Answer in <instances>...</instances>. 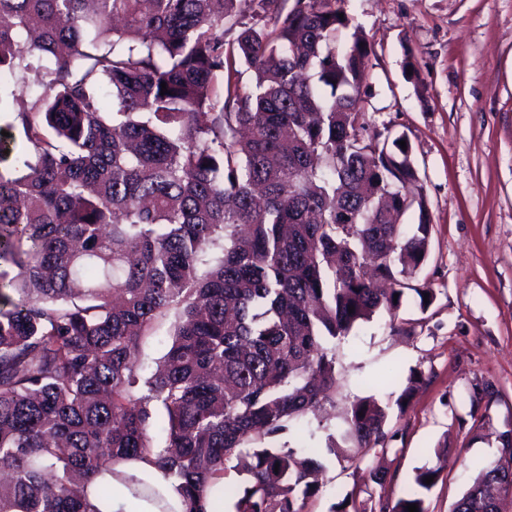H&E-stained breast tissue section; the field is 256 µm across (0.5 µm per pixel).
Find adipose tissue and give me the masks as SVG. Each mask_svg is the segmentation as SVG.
Here are the masks:
<instances>
[{
	"label": "adipose tissue",
	"instance_id": "adipose-tissue-1",
	"mask_svg": "<svg viewBox=\"0 0 512 512\" xmlns=\"http://www.w3.org/2000/svg\"><path fill=\"white\" fill-rule=\"evenodd\" d=\"M122 480H112L108 472H101L92 479L93 485L111 482L112 495L108 498H95L94 503L99 512H160L156 503L149 499H134L132 488L128 486V479L134 478L145 481L161 490L167 497L171 506H178L179 498L173 492L171 482L163 473L143 460L129 461L121 464Z\"/></svg>",
	"mask_w": 512,
	"mask_h": 512
}]
</instances>
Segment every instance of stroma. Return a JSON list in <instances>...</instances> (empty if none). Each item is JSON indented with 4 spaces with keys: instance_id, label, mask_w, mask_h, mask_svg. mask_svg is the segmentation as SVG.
<instances>
[{
    "instance_id": "stroma-1",
    "label": "stroma",
    "mask_w": 512,
    "mask_h": 512,
    "mask_svg": "<svg viewBox=\"0 0 512 512\" xmlns=\"http://www.w3.org/2000/svg\"><path fill=\"white\" fill-rule=\"evenodd\" d=\"M372 52L364 120L405 134L427 201L429 255L395 313L360 324L336 348V400L400 393L386 438L326 464L310 512H330L353 493L358 512L397 500L416 469L435 467L428 512H451L512 429V0H344ZM430 291L420 305L417 289ZM498 393L472 417L469 391ZM381 467L384 484L370 478Z\"/></svg>"
}]
</instances>
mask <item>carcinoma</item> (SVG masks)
<instances>
[{
  "mask_svg": "<svg viewBox=\"0 0 512 512\" xmlns=\"http://www.w3.org/2000/svg\"><path fill=\"white\" fill-rule=\"evenodd\" d=\"M342 2L0 0V512H96L92 476L137 458L184 512L230 467L231 512H307L324 461L385 441L375 395L336 413L327 344L398 307L430 219L406 136L359 123L372 47L338 50ZM313 422L324 446L282 441ZM497 452L451 512H512L511 432ZM429 476L379 512H427ZM174 317L171 315L163 319L157 326L154 336H149L141 345L140 364L144 367V374H149L156 363L163 357L167 350L170 332Z\"/></svg>",
  "mask_w": 512,
  "mask_h": 512,
  "instance_id": "cac0c4a2",
  "label": "carcinoma"
}]
</instances>
